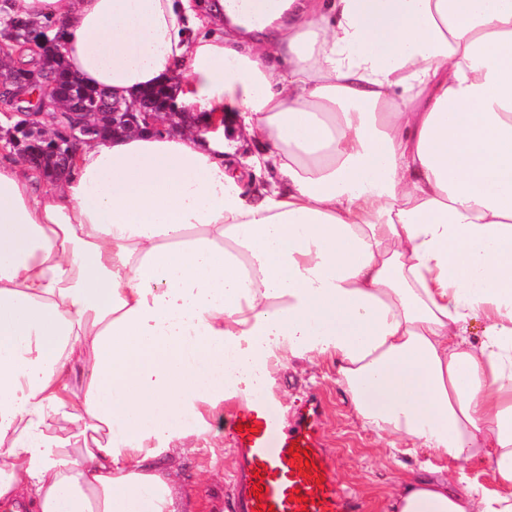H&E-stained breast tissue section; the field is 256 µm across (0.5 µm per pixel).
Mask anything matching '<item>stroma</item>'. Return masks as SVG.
<instances>
[{
  "label": "stroma",
  "instance_id": "1",
  "mask_svg": "<svg viewBox=\"0 0 512 512\" xmlns=\"http://www.w3.org/2000/svg\"><path fill=\"white\" fill-rule=\"evenodd\" d=\"M272 377L268 397L291 409H299L309 397L320 399L318 436L322 450L338 483L365 502L366 512H384L387 494L401 470L426 461L436 467L446 466V459L435 453L423 451L412 457L364 430L329 364L295 359L274 368ZM237 411V406L227 404L209 417V434L219 440V447H207L201 439L177 459V476L187 496L184 512H226L235 494L241 461L231 437Z\"/></svg>",
  "mask_w": 512,
  "mask_h": 512
}]
</instances>
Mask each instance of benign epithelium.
<instances>
[{
    "mask_svg": "<svg viewBox=\"0 0 512 512\" xmlns=\"http://www.w3.org/2000/svg\"><path fill=\"white\" fill-rule=\"evenodd\" d=\"M38 95L39 103L45 107L57 103V92L54 86L44 84L37 78H32L24 86H16L11 82L0 78V104L5 106H17L22 102L32 100L33 95ZM100 112H84L80 107H74L66 112H19L17 116L23 119L26 129L33 133H45L52 130L63 136L66 150L61 154L62 165L56 179L50 184L62 179L71 168V162L80 147L89 143L86 135L90 134L92 126L101 123V119L112 117V134L119 135L132 130L154 131L161 111L153 101L145 94H140L130 102L109 99L101 95ZM171 116L170 127H191L197 132L208 134L215 133L219 127L225 124V117L210 116L207 122H202L196 116H190V120H184L185 113L166 110Z\"/></svg>",
    "mask_w": 512,
    "mask_h": 512,
    "instance_id": "benign-epithelium-1",
    "label": "benign epithelium"
}]
</instances>
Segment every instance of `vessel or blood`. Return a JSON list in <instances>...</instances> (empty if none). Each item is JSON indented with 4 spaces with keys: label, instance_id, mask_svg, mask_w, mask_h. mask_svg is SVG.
Returning a JSON list of instances; mask_svg holds the SVG:
<instances>
[{
    "label": "vessel or blood",
    "instance_id": "1",
    "mask_svg": "<svg viewBox=\"0 0 512 512\" xmlns=\"http://www.w3.org/2000/svg\"><path fill=\"white\" fill-rule=\"evenodd\" d=\"M239 431L233 432L235 448L242 457L244 488L232 501L233 512H257L259 506L273 512H364L359 498L342 493L320 448L318 413L309 408L288 421L282 407L263 395L251 396L235 419ZM307 450L311 462L324 473V482L308 477L306 471L293 468L290 446ZM260 492H253V485ZM304 502L293 501L294 493Z\"/></svg>",
    "mask_w": 512,
    "mask_h": 512
}]
</instances>
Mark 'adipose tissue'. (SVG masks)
<instances>
[{"label":"adipose tissue","instance_id":"1","mask_svg":"<svg viewBox=\"0 0 512 512\" xmlns=\"http://www.w3.org/2000/svg\"><path fill=\"white\" fill-rule=\"evenodd\" d=\"M15 14L84 86L229 128L83 146L51 189L0 159V501L183 512L182 413L308 358L365 428L490 464L493 490L408 469L387 512H512V0Z\"/></svg>","mask_w":512,"mask_h":512}]
</instances>
